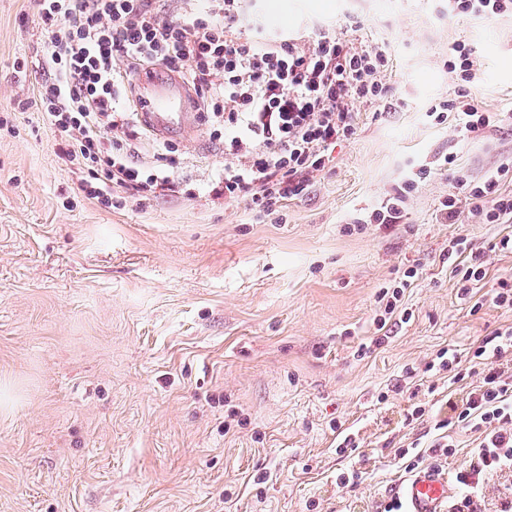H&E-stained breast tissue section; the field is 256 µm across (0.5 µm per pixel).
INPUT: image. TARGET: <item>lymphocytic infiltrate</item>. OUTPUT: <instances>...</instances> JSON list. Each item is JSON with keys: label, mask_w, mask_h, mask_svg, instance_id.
<instances>
[{"label": "lymphocytic infiltrate", "mask_w": 512, "mask_h": 512, "mask_svg": "<svg viewBox=\"0 0 512 512\" xmlns=\"http://www.w3.org/2000/svg\"><path fill=\"white\" fill-rule=\"evenodd\" d=\"M258 0H40L48 76L39 114L63 141L60 153L86 171L83 191L102 206L113 191L144 206L176 187L169 143L147 146L138 107L129 103V77L148 67L187 77L198 110L224 146V165L211 175L215 197L271 211L300 196L326 169L336 143L357 132L356 109L387 100L385 42L353 43L333 28L315 37L289 34L261 17ZM456 96L432 107L437 123L480 133L491 117L473 100L478 79L472 49H448ZM152 159L140 161L144 148ZM512 166L474 183L459 177L469 213L479 224L512 222V193L501 180ZM512 350V326L495 330L473 352L483 367L457 419L479 443L455 474L460 495L448 512H486L491 479L505 480L495 512H512V381L502 358Z\"/></svg>", "instance_id": "f902f5d3"}]
</instances>
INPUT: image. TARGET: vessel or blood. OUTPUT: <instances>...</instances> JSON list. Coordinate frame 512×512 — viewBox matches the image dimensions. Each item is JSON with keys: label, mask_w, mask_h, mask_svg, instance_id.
Here are the masks:
<instances>
[{"label": "vessel or blood", "mask_w": 512, "mask_h": 512, "mask_svg": "<svg viewBox=\"0 0 512 512\" xmlns=\"http://www.w3.org/2000/svg\"><path fill=\"white\" fill-rule=\"evenodd\" d=\"M143 118L152 132L160 136L188 134L187 89L183 84L163 79L158 73L144 75ZM406 512H447L456 487L446 470L428 466L410 474L399 486Z\"/></svg>", "instance_id": "b4317fda"}]
</instances>
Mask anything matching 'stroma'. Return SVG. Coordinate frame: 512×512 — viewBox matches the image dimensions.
Masks as SVG:
<instances>
[{
  "instance_id": "obj_1",
  "label": "stroma",
  "mask_w": 512,
  "mask_h": 512,
  "mask_svg": "<svg viewBox=\"0 0 512 512\" xmlns=\"http://www.w3.org/2000/svg\"><path fill=\"white\" fill-rule=\"evenodd\" d=\"M263 6L292 32L325 22L390 44L388 100L359 106L354 138L273 216L213 197L224 156L199 123L175 142L178 192L143 209L87 199L35 106L39 2L0 0V512H380L406 477L399 449L441 437L450 401L481 380L451 388L427 363L443 348L469 362L512 324L493 302L512 281V253L493 248L512 223L439 213L458 175L512 158V16L452 17L448 0ZM458 41L494 118L479 134L427 116L454 96ZM448 154L455 171L420 182L402 223L353 225ZM459 237L488 264L475 313L449 252ZM412 267L410 319L378 327L379 289ZM410 370L433 392L410 399ZM416 402L427 422L411 420Z\"/></svg>"
}]
</instances>
